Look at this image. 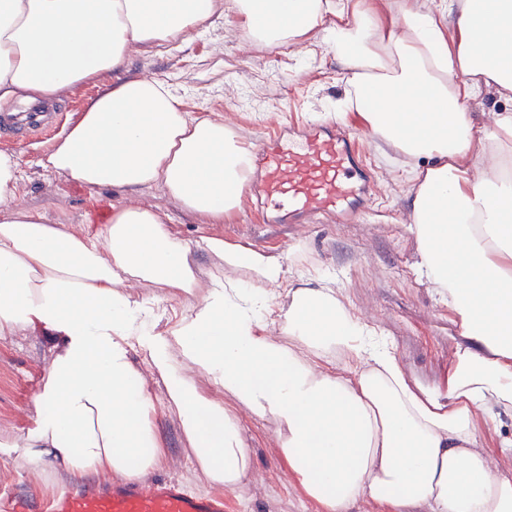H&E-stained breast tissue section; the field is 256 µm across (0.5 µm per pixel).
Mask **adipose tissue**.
<instances>
[{
  "label": "adipose tissue",
  "instance_id": "ef3b65f1",
  "mask_svg": "<svg viewBox=\"0 0 512 512\" xmlns=\"http://www.w3.org/2000/svg\"><path fill=\"white\" fill-rule=\"evenodd\" d=\"M223 0H0V100L37 102L101 82L44 165L90 188L158 185L223 221L251 154L223 121L192 119L163 81L105 83L137 50L198 30ZM248 40L326 44L345 74L337 117L380 150L425 164L408 192L417 268L460 326L442 380L423 385L324 272L286 255L173 232L130 202L84 231L19 207L16 155L0 152V339L42 336L34 428L6 448L72 482L146 481L165 462L160 404L208 483L245 490L239 410L276 426L288 471L323 512H512V112L476 123L485 90L512 98V0L443 10L358 0H232ZM213 259L201 267L196 255ZM150 288L151 297L139 296ZM287 292L286 309L272 301ZM182 309L171 312V301ZM165 388L157 397L154 385Z\"/></svg>",
  "mask_w": 512,
  "mask_h": 512
}]
</instances>
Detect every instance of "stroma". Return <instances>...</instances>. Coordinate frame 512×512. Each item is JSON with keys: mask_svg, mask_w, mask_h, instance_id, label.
Here are the masks:
<instances>
[{"mask_svg": "<svg viewBox=\"0 0 512 512\" xmlns=\"http://www.w3.org/2000/svg\"><path fill=\"white\" fill-rule=\"evenodd\" d=\"M145 75L165 81L190 117L225 119L238 140L249 146L264 134L270 116L286 124L312 123L335 111L345 94L341 69L321 41L286 50L251 43L229 5L182 43L134 52L119 73L123 79ZM98 90V83H85L57 101L49 134L0 138V151L19 159V205L40 211L50 223L77 230L106 223L113 208L123 203V195L109 187L88 188L44 168L41 161ZM343 123L357 132L379 182L375 213L362 222L261 224L244 201L225 215L223 223L212 224L183 212L157 188L143 189L140 197L156 206L183 237L220 235L232 244L287 253L293 268L314 265L331 274L351 309L394 343L406 371L420 383H434L448 368L460 327L447 301L424 282L415 266L407 209L412 168L396 152L381 153L356 116L344 117ZM45 363L41 337L0 340V438L20 436L34 426L29 397ZM239 421L253 472L245 491H225L226 512H322L289 474L272 425L244 411ZM163 427L167 464L159 478H174L193 491L209 492L181 436L175 408L166 409ZM67 484V479L49 473L41 478L31 475L0 447V488H17L42 501Z\"/></svg>", "mask_w": 512, "mask_h": 512, "instance_id": "obj_1", "label": "stroma"}]
</instances>
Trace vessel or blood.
Wrapping results in <instances>:
<instances>
[{"label":"vessel or blood","mask_w":512,"mask_h":512,"mask_svg":"<svg viewBox=\"0 0 512 512\" xmlns=\"http://www.w3.org/2000/svg\"><path fill=\"white\" fill-rule=\"evenodd\" d=\"M46 119L43 112H5L0 125L25 132ZM253 152L255 172L248 189L263 223L317 224L330 218L351 224L370 212L375 181L347 129L276 128L255 142ZM0 512H224V496L197 495L172 479L147 486L116 481L99 490L64 489L42 505L16 490H2Z\"/></svg>","instance_id":"obj_1"}]
</instances>
